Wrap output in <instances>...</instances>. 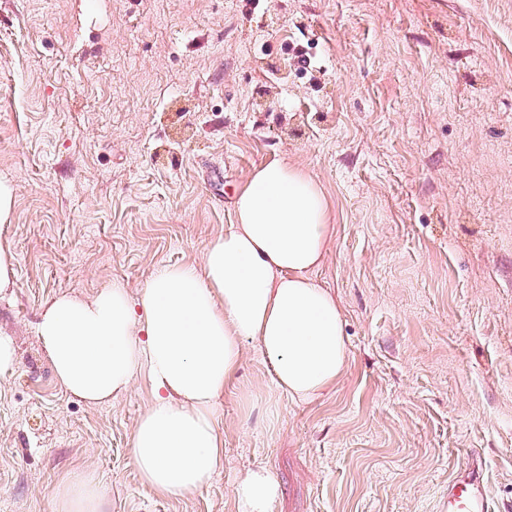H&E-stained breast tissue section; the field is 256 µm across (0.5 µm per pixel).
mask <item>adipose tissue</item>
Segmentation results:
<instances>
[{"label": "adipose tissue", "instance_id": "ef3b65f1", "mask_svg": "<svg viewBox=\"0 0 512 512\" xmlns=\"http://www.w3.org/2000/svg\"><path fill=\"white\" fill-rule=\"evenodd\" d=\"M334 234L319 185L284 161L255 167L234 222L203 262L154 273L139 296L118 281L90 300L48 301L37 334L62 386L90 404L137 382L152 400L131 450L142 483L170 497L206 487L224 460L217 406L246 342H256L277 397L306 402L335 387L349 349L339 298L315 280ZM236 512H272L279 486L257 468L238 478ZM56 512H102L99 482L76 466L60 477Z\"/></svg>", "mask_w": 512, "mask_h": 512}]
</instances>
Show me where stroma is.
<instances>
[{"label":"stroma","instance_id":"1","mask_svg":"<svg viewBox=\"0 0 512 512\" xmlns=\"http://www.w3.org/2000/svg\"><path fill=\"white\" fill-rule=\"evenodd\" d=\"M278 159L330 203L315 277L349 364L293 403L247 343L218 404L222 468L167 497L131 463L149 389L69 394L40 312L201 263L236 189ZM0 177L16 189L0 512H55L76 465L103 512H234L259 466L273 512H446L471 453L512 512V0H0Z\"/></svg>","mask_w":512,"mask_h":512}]
</instances>
